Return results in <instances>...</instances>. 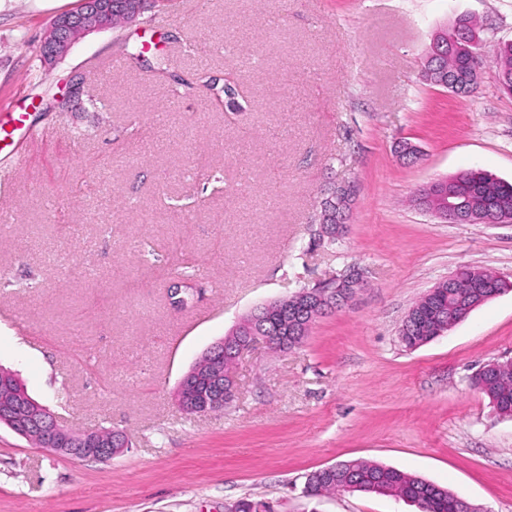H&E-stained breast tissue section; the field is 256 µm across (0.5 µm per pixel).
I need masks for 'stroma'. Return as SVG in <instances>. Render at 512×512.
<instances>
[{
  "label": "stroma",
  "mask_w": 512,
  "mask_h": 512,
  "mask_svg": "<svg viewBox=\"0 0 512 512\" xmlns=\"http://www.w3.org/2000/svg\"><path fill=\"white\" fill-rule=\"evenodd\" d=\"M74 8L0 0V113L51 137L24 145L0 194V368L61 424L118 429L128 446L50 455L0 425V512H227L245 496L275 512H416L303 496L308 473L354 458L512 512V419L473 385L512 359V290L417 349L399 341L458 267L512 281V223L451 224L415 203L473 167L512 182L495 57L512 0H173L44 65L47 25ZM461 15L484 61L467 96L422 66ZM230 73L237 111L192 90ZM77 82L80 110L60 111ZM346 182V234L312 245L322 199ZM352 268L363 288L300 346L239 357L224 410L178 407L183 375L255 307ZM181 275L195 289L183 308L168 297Z\"/></svg>",
  "instance_id": "stroma-1"
}]
</instances>
